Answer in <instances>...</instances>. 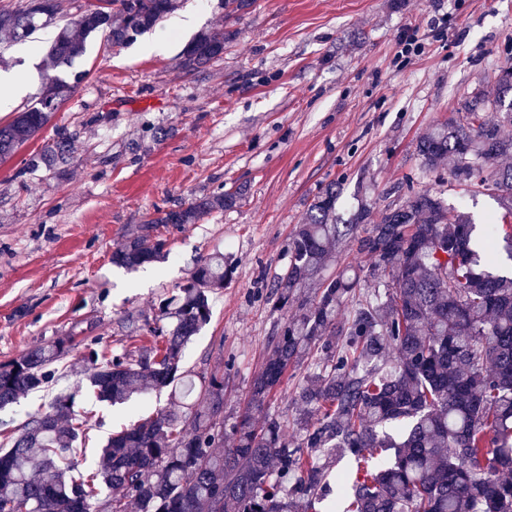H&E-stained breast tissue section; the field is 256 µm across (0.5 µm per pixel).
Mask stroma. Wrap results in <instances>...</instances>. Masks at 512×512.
I'll use <instances>...</instances> for the list:
<instances>
[{"label":"stroma","mask_w":512,"mask_h":512,"mask_svg":"<svg viewBox=\"0 0 512 512\" xmlns=\"http://www.w3.org/2000/svg\"><path fill=\"white\" fill-rule=\"evenodd\" d=\"M195 27L166 17L126 47L101 35L71 69L84 78L38 138L0 162V363L58 339L70 341L73 388L87 344L136 350L150 339L161 299L197 263L220 251L235 266L210 297L211 320L183 350L198 376H224V415L240 416L267 339L289 317L274 280L288 241L322 189L336 184V221L360 203L380 212L408 188L440 192L482 223L494 196L471 200L454 181L436 183L416 157L420 136L454 116L464 94L492 95L512 65V0H254L225 21L221 0H183ZM236 29L209 67L184 72L185 46L203 30ZM52 28L23 43H0V69L28 92L0 107V123L31 106L46 79L43 45ZM166 37L164 55L142 53ZM71 134L62 168L29 172V154L56 128ZM241 192L239 204L197 224L162 228L170 255L130 272L113 264L116 245L156 210ZM90 429L73 455L99 459L107 437L168 403L151 392L112 407L81 392Z\"/></svg>","instance_id":"stroma-1"}]
</instances>
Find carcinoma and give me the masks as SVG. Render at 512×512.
<instances>
[{"instance_id": "carcinoma-1", "label": "carcinoma", "mask_w": 512, "mask_h": 512, "mask_svg": "<svg viewBox=\"0 0 512 512\" xmlns=\"http://www.w3.org/2000/svg\"><path fill=\"white\" fill-rule=\"evenodd\" d=\"M20 0L0 9V33L23 41L50 24L56 33L46 65L84 55L86 40L124 46L151 31L180 0H110L99 13L70 17ZM254 0H224V18ZM232 30L204 31L178 67L192 72L224 54ZM51 77L34 106L0 125V161L37 137L83 80ZM462 119L441 124L417 143L423 169L454 160L448 176L475 192L494 190L501 214L478 235L438 192L408 188L401 204L375 221L363 207L356 223L332 213L336 184L326 185L296 226L288 266L277 279V306L298 313L269 338L262 370L250 385L249 412L224 417V377L195 381L181 366L184 346L210 320L209 295L232 266L216 251L159 305L164 328L151 347L106 355L89 347L83 381L101 402L129 403L150 388H171V406L112 434L98 468L75 475L71 450L89 429L75 393L52 395L15 436L0 442V512H318L330 492L332 464L350 456L355 474L336 472L338 512H512V66L500 70L493 97L465 98ZM64 128L33 152L26 168L64 165ZM238 194L200 197L157 211L112 252L130 270L167 254L162 224H197L236 206ZM348 239L373 264L350 267L311 299L298 288L324 267L331 246ZM71 344L59 339L0 364V410L49 389ZM305 369L292 403L299 439L284 437L268 405L288 370ZM232 446L219 453L224 439Z\"/></svg>"}]
</instances>
